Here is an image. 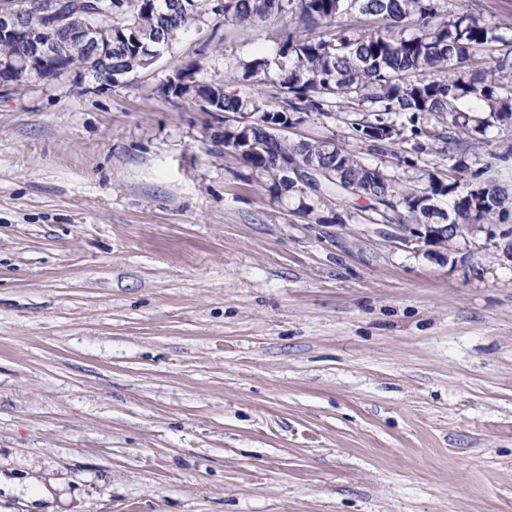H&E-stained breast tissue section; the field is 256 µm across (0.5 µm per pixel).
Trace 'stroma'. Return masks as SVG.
Listing matches in <instances>:
<instances>
[{"mask_svg": "<svg viewBox=\"0 0 512 512\" xmlns=\"http://www.w3.org/2000/svg\"><path fill=\"white\" fill-rule=\"evenodd\" d=\"M210 36L93 89L0 98V512H512V258L444 259L359 210L276 198L167 97ZM199 77L270 59L232 27ZM298 138L357 140L310 116ZM362 161L423 187L435 145ZM512 187V129L471 157ZM0 486L6 492H19L20 490H24L26 494V501L32 504H38L52 499V490L56 488L57 484L56 481L51 478L46 481L29 478L23 483V485H20L19 481L16 479L0 476Z\"/></svg>", "mask_w": 512, "mask_h": 512, "instance_id": "obj_1", "label": "stroma"}]
</instances>
